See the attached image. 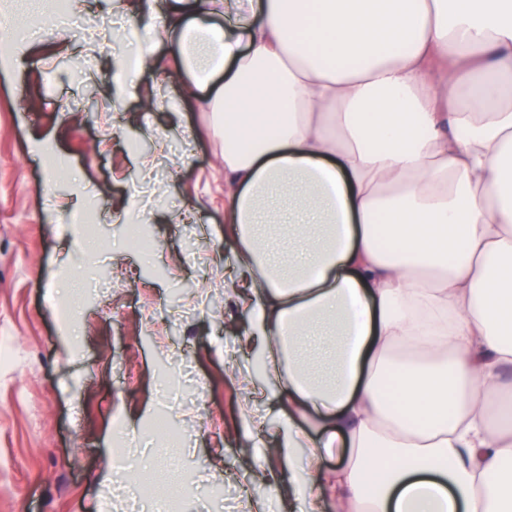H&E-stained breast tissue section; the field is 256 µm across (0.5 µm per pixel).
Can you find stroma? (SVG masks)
I'll return each mask as SVG.
<instances>
[{
  "label": "stroma",
  "instance_id": "stroma-1",
  "mask_svg": "<svg viewBox=\"0 0 512 512\" xmlns=\"http://www.w3.org/2000/svg\"><path fill=\"white\" fill-rule=\"evenodd\" d=\"M77 26L62 41L44 9L37 66L0 69V512H165L172 492L178 512H250L259 496L264 512H297L287 489L252 480L282 470L288 408L255 377L250 316L224 288L239 248L224 138L193 77H167L174 43L107 0H88ZM141 52L159 66L120 89L113 71ZM91 83L118 103L115 125L71 118ZM58 199L90 213L94 235L64 223ZM109 457L136 485L104 480Z\"/></svg>",
  "mask_w": 512,
  "mask_h": 512
}]
</instances>
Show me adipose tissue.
<instances>
[{"label": "adipose tissue", "instance_id": "obj_1", "mask_svg": "<svg viewBox=\"0 0 512 512\" xmlns=\"http://www.w3.org/2000/svg\"><path fill=\"white\" fill-rule=\"evenodd\" d=\"M213 2L136 8L224 115V286L288 404L268 491L512 512V0ZM42 7L0 15L8 59Z\"/></svg>", "mask_w": 512, "mask_h": 512}]
</instances>
